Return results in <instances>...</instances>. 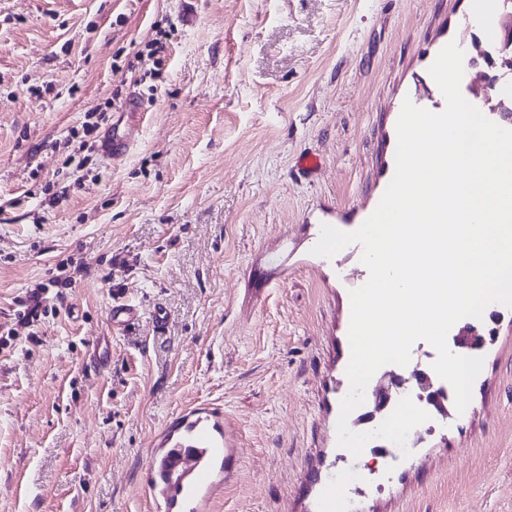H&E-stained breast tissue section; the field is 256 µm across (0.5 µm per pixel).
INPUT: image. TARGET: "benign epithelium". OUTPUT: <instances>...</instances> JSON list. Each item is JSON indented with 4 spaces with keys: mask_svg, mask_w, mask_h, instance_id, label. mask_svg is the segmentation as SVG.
<instances>
[{
    "mask_svg": "<svg viewBox=\"0 0 512 512\" xmlns=\"http://www.w3.org/2000/svg\"><path fill=\"white\" fill-rule=\"evenodd\" d=\"M499 25L502 38L496 47L488 49L479 38L472 39L475 55L472 56L471 63L474 65L482 63L486 67V70L480 74V84L471 88L476 95L498 84L512 82V0H500ZM483 344L484 337L478 334L477 329L472 325L461 328L454 337L455 347L461 349H477ZM396 382L403 386L408 384L412 387H421L425 392L422 399L426 400L438 414L447 415V409L444 406L445 389L434 386L423 371L415 370L408 379L398 375Z\"/></svg>",
    "mask_w": 512,
    "mask_h": 512,
    "instance_id": "1",
    "label": "benign epithelium"
}]
</instances>
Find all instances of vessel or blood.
Here are the masks:
<instances>
[{"label": "vessel or blood", "mask_w": 512, "mask_h": 512, "mask_svg": "<svg viewBox=\"0 0 512 512\" xmlns=\"http://www.w3.org/2000/svg\"><path fill=\"white\" fill-rule=\"evenodd\" d=\"M131 146L130 139L111 132L102 142V153L117 162L126 156ZM138 317L139 309L135 304L120 296L113 298L107 313L113 330H126ZM234 427V422L223 413L195 408L157 432L155 439L164 450L162 461L155 464L161 488L172 486L180 496L195 497L211 482L212 460L229 454L233 448Z\"/></svg>", "instance_id": "b4317fda"}]
</instances>
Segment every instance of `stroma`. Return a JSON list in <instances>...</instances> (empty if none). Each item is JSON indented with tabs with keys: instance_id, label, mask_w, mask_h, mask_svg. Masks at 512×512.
Instances as JSON below:
<instances>
[{
	"instance_id": "stroma-1",
	"label": "stroma",
	"mask_w": 512,
	"mask_h": 512,
	"mask_svg": "<svg viewBox=\"0 0 512 512\" xmlns=\"http://www.w3.org/2000/svg\"><path fill=\"white\" fill-rule=\"evenodd\" d=\"M471 3L195 0L185 26L180 0H0V512H164L151 441L200 403L234 419L238 456L195 512H324L334 490L342 512H512V307L475 322L464 411L355 456L337 422L369 270L357 243L312 252L322 225L355 231L378 206L404 101L445 109L439 49L491 43ZM154 38V73L132 67ZM107 101L132 149L67 164L58 141ZM116 294L140 317L115 335Z\"/></svg>"
}]
</instances>
